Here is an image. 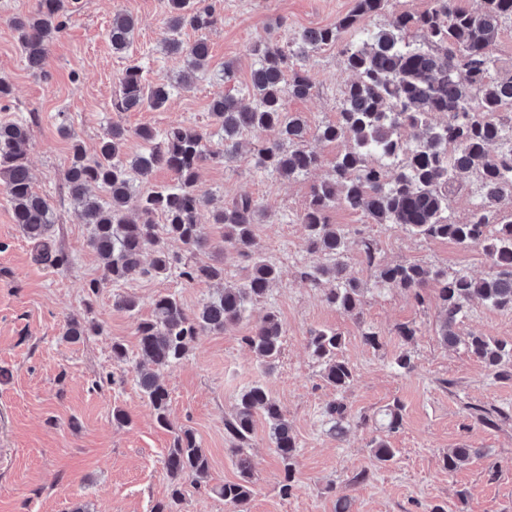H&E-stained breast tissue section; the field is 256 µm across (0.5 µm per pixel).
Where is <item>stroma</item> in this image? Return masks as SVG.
Wrapping results in <instances>:
<instances>
[{
    "instance_id": "stroma-1",
    "label": "stroma",
    "mask_w": 512,
    "mask_h": 512,
    "mask_svg": "<svg viewBox=\"0 0 512 512\" xmlns=\"http://www.w3.org/2000/svg\"><path fill=\"white\" fill-rule=\"evenodd\" d=\"M223 24L182 33L184 41L206 39L208 68L195 85L176 92L159 110L117 112L112 103L127 66L140 65L146 82L175 75L181 57L166 55L169 33L163 19L167 0H72L66 28L49 47L46 75L33 73L20 50L11 20L35 11L37 0H0V75L13 93L0 101V121L32 119L27 158L33 187L54 211L52 243L71 258L69 268L38 261L30 241L13 220L9 197L0 188V512H151L168 494L164 456L173 432L192 429L210 458L205 487L185 481L180 512H231L214 489L236 480L238 473L224 436V420L239 394L260 382L281 403L294 431L297 448L295 488L279 494L281 468L270 429L257 419L249 451L256 462L250 512H336L345 494L351 512H512V379L498 378L463 346H444L437 338L439 302L435 288L423 301L397 288L376 285L373 268L357 249L372 240L382 261L435 266L448 274L483 276L489 266L483 250L440 239H424L397 224H374L344 204L330 209L328 221L340 225L350 246L343 262L362 288L361 305L350 315L329 306L324 291L299 277L302 268L328 264L329 258L308 248L299 216L312 188L330 172L349 140L327 143L316 137L319 126L335 121L342 90L349 78L338 47L313 53L307 67L314 82L311 96L289 99V111L307 124L305 144L322 164L308 174L285 179L257 168L250 152L221 165L202 167L198 188L225 204L247 195L265 212L254 227V249L281 271L279 281L245 318L221 333L198 336L187 356L161 371L169 391L170 428L160 427L138 386L141 362L137 324L149 317L157 296L172 294L185 308L198 310L217 297L219 287L185 283L177 274L143 277L123 284H102L87 297L86 284L100 278L102 265L88 240L91 225L66 186L71 140L94 154L112 124L127 131L126 154L145 152L139 128L163 133L176 124L192 125L206 135L207 148L224 143V132L209 115L215 96H248L255 58L251 45L259 39L286 44L295 32L334 24L354 0H212ZM129 13L138 20L127 53L112 51L107 37L112 17ZM235 65V78L225 81L224 65ZM70 136H62L61 126ZM132 296L136 313L116 301ZM269 312L283 325L282 353L274 370H266L243 336ZM88 317L100 334L77 343L64 340L68 320ZM415 328L411 340L396 334L399 325ZM381 336L379 348L367 345L361 331ZM332 328L344 339L343 357L355 377L346 394L354 420L336 435L324 414L337 399L320 365L311 358L307 338L312 330ZM461 334L512 340V310L473 302L460 326ZM122 340L129 360L112 361V342ZM410 354L412 371L396 372L394 357ZM403 406L399 430L386 432L377 423L393 402ZM497 409L511 419L495 427L482 424L468 405ZM123 410L127 425L113 422ZM386 437L397 455L378 465L370 454L372 439ZM475 448L479 454L464 467L448 472L442 459L451 448Z\"/></svg>"
}]
</instances>
